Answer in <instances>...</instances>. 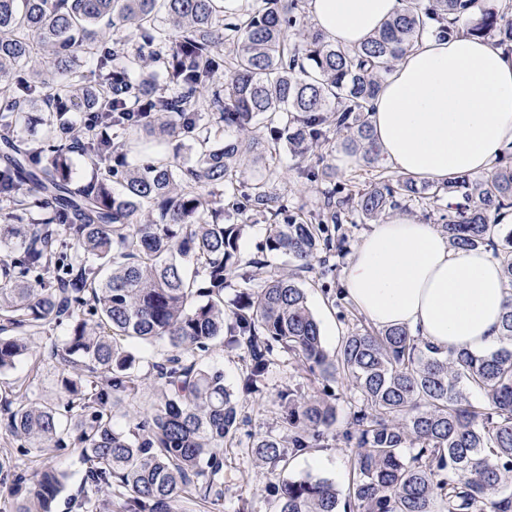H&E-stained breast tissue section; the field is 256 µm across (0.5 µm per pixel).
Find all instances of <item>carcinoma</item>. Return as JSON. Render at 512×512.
I'll return each mask as SVG.
<instances>
[{
	"mask_svg": "<svg viewBox=\"0 0 512 512\" xmlns=\"http://www.w3.org/2000/svg\"><path fill=\"white\" fill-rule=\"evenodd\" d=\"M401 11L357 47L310 22L307 0H258L241 13L224 0H0V376L41 360L31 337L63 324L50 353L60 396L41 399L27 379L0 393V428L31 448H80L85 491L120 512H192L224 498V446H241L261 474L292 456L341 442L354 463L345 501L310 476L269 481L277 512H512V165L463 174L421 192L413 179L335 186L315 211L289 209L247 161L286 148L310 184L336 177L315 149L336 135L375 166L367 110L410 46L429 31L490 40L512 51V0H402ZM40 109L43 133L19 130ZM199 145L188 164L146 155L131 165L120 132ZM90 179L74 183V159ZM458 199L440 216L453 244L489 248L507 289L498 347L447 354L408 330L355 328L323 346L302 288L336 300L333 256L349 214L380 224L420 196ZM265 235L246 258L250 225ZM285 254L293 269L269 264ZM242 282L233 303L224 289ZM164 339L144 363L137 345ZM221 347L246 363L243 390L260 396L271 358L303 364L321 388L278 393L277 436L241 439L248 423L224 374L207 365ZM361 405L338 430L329 383ZM153 384L162 399L126 429L113 411ZM484 401L473 404L468 391ZM68 474L0 456L11 512H53Z\"/></svg>",
	"mask_w": 512,
	"mask_h": 512,
	"instance_id": "obj_1",
	"label": "carcinoma"
}]
</instances>
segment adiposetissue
<instances>
[{"mask_svg":"<svg viewBox=\"0 0 512 512\" xmlns=\"http://www.w3.org/2000/svg\"><path fill=\"white\" fill-rule=\"evenodd\" d=\"M336 44L360 45L401 0H309ZM383 162L419 181L490 173L512 149V52L488 41L423 37L394 64L368 113ZM342 288L380 329L407 328L447 353L500 342L506 290L489 251L458 248L433 225L395 216L373 225L348 259Z\"/></svg>","mask_w":512,"mask_h":512,"instance_id":"1","label":"adipose tissue"}]
</instances>
